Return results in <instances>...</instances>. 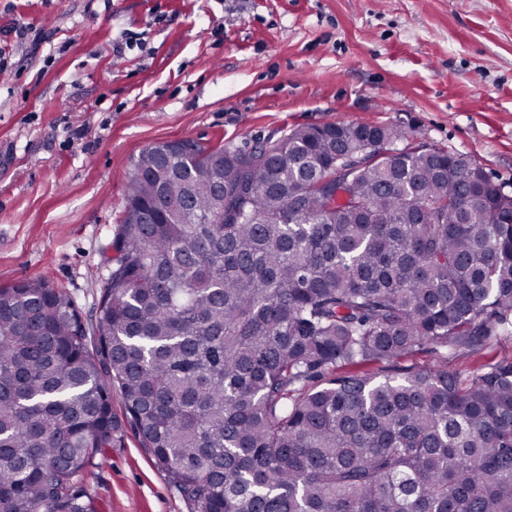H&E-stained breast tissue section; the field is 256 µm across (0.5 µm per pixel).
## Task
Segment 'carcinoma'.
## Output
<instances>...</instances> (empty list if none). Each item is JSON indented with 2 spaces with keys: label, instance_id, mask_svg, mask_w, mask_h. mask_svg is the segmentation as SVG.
Here are the masks:
<instances>
[{
  "label": "carcinoma",
  "instance_id": "obj_1",
  "mask_svg": "<svg viewBox=\"0 0 512 512\" xmlns=\"http://www.w3.org/2000/svg\"><path fill=\"white\" fill-rule=\"evenodd\" d=\"M417 138L142 149L94 335L50 277L0 287V512H95L128 426L191 512H512V361L342 371L512 327V194Z\"/></svg>",
  "mask_w": 512,
  "mask_h": 512
}]
</instances>
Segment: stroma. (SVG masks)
Instances as JSON below:
<instances>
[{"label": "stroma", "mask_w": 512, "mask_h": 512, "mask_svg": "<svg viewBox=\"0 0 512 512\" xmlns=\"http://www.w3.org/2000/svg\"><path fill=\"white\" fill-rule=\"evenodd\" d=\"M129 31L141 45L115 54ZM0 55V286L50 276L89 325L132 163L157 143L399 120L512 193V0H0ZM504 360L512 336L365 370ZM81 479L98 512H190L131 429Z\"/></svg>", "instance_id": "obj_1"}]
</instances>
